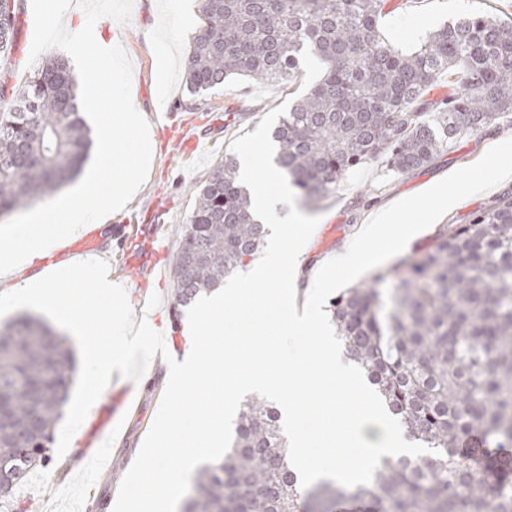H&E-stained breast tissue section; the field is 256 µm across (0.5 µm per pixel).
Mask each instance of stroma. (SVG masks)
<instances>
[{"label": "stroma", "mask_w": 512, "mask_h": 512, "mask_svg": "<svg viewBox=\"0 0 512 512\" xmlns=\"http://www.w3.org/2000/svg\"><path fill=\"white\" fill-rule=\"evenodd\" d=\"M164 0H133L130 18L120 23L104 17L96 27L106 41L122 45L133 68L132 101L144 112L157 143L152 169L140 193L121 212L102 225L100 250L112 269V275L126 283L131 308L159 294L158 306L165 319V331L171 339L167 349L183 348L182 328L186 314H173L174 277L172 260L181 242V228L194 208V191L206 181L229 151L234 138L254 132L270 111L281 104L296 101L320 79L319 62L301 63V78L292 86L260 82L238 75L208 91L190 93L185 83L186 60L190 46L201 28L202 0H186L193 15L190 26L176 16L166 15ZM19 43L10 59L7 87H18L36 70L30 60L33 39L31 0H17ZM474 11L512 17V0H393L390 12L380 28L391 44L410 49L427 34L454 23ZM171 33V65L168 72L167 99L158 104L156 95V59L153 46L159 35ZM193 125L195 134L208 137L200 153L185 154L176 136L185 125ZM512 137V124L472 135L461 140L430 165L408 174L395 173L383 161L374 160L349 172L339 190L312 208L319 223L310 237L304 256L306 271L344 250L365 223L372 208L396 202L414 194L423 185L446 176L448 172L478 161L493 145ZM334 234H327L328 226ZM155 227L165 257L153 270L135 272L126 265L128 255L139 249L138 230ZM167 365L156 359L154 375L148 384L125 392L109 382L89 410L88 419L109 414L119 439L102 447H87L80 435H73L65 457H58L56 443H49L50 461L37 467L29 484L15 494L13 512H109L114 506L122 472L99 469V461L123 459L132 464L149 431L165 390Z\"/></svg>", "instance_id": "obj_1"}]
</instances>
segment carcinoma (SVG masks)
<instances>
[{
  "label": "carcinoma",
  "instance_id": "cac0c4a2",
  "mask_svg": "<svg viewBox=\"0 0 512 512\" xmlns=\"http://www.w3.org/2000/svg\"><path fill=\"white\" fill-rule=\"evenodd\" d=\"M389 0H203L188 55L192 93L230 75L290 84L300 61L320 82L271 132L275 163L315 203L354 167L381 158L398 173L428 165L464 137L512 122V19L475 12L410 52L385 41ZM17 0H0V64L16 49ZM449 77L453 92L424 96ZM90 144L68 61L45 58L0 112V215L60 189ZM267 227L227 155L196 190L174 260L179 306L247 266ZM392 285L389 295L381 286ZM346 359L360 367L408 438L429 449L386 458L368 485L290 467L277 408L250 397L223 458L202 466L182 512H512V188L468 224H441L432 244L333 298ZM71 345L32 317L0 327V504L45 463L62 415Z\"/></svg>",
  "mask_w": 512,
  "mask_h": 512
}]
</instances>
